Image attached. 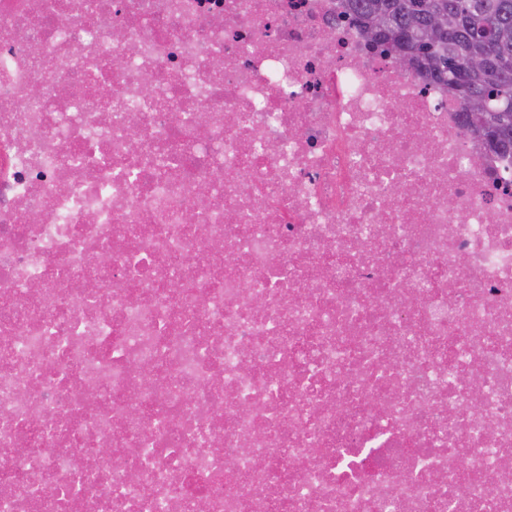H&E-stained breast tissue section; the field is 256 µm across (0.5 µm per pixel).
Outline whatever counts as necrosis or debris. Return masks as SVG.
<instances>
[{
  "instance_id": "1",
  "label": "necrosis or debris",
  "mask_w": 512,
  "mask_h": 512,
  "mask_svg": "<svg viewBox=\"0 0 512 512\" xmlns=\"http://www.w3.org/2000/svg\"><path fill=\"white\" fill-rule=\"evenodd\" d=\"M340 3L0 0V512H512V160Z\"/></svg>"
}]
</instances>
